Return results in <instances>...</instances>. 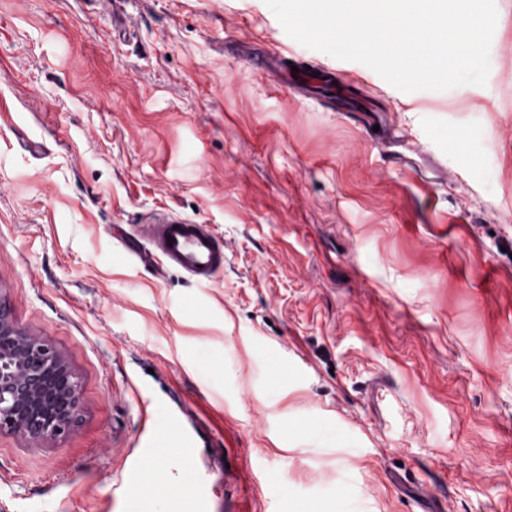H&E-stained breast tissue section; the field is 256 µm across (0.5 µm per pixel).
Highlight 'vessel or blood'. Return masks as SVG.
<instances>
[{
  "label": "vessel or blood",
  "mask_w": 512,
  "mask_h": 512,
  "mask_svg": "<svg viewBox=\"0 0 512 512\" xmlns=\"http://www.w3.org/2000/svg\"><path fill=\"white\" fill-rule=\"evenodd\" d=\"M145 244L137 257L173 267L197 281L212 280L224 269V243L205 224L161 217L141 228Z\"/></svg>",
  "instance_id": "vessel-or-blood-1"
}]
</instances>
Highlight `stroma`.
<instances>
[{
	"instance_id": "35a3bbf8",
	"label": "stroma",
	"mask_w": 512,
	"mask_h": 512,
	"mask_svg": "<svg viewBox=\"0 0 512 512\" xmlns=\"http://www.w3.org/2000/svg\"><path fill=\"white\" fill-rule=\"evenodd\" d=\"M496 6L486 86L404 93L264 0H0V298L84 398L54 447L0 435V512H512ZM162 214L223 274L140 263Z\"/></svg>"
}]
</instances>
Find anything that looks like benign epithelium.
<instances>
[{"label": "benign epithelium", "mask_w": 512, "mask_h": 512, "mask_svg": "<svg viewBox=\"0 0 512 512\" xmlns=\"http://www.w3.org/2000/svg\"><path fill=\"white\" fill-rule=\"evenodd\" d=\"M82 408L81 381L65 354L20 327L0 302V433L50 447Z\"/></svg>", "instance_id": "7a95c632"}]
</instances>
